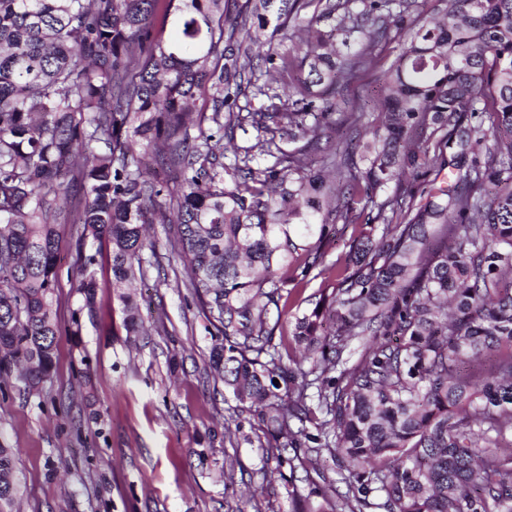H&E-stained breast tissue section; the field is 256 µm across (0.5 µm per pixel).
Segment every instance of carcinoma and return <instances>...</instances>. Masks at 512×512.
<instances>
[{
	"label": "carcinoma",
	"mask_w": 512,
	"mask_h": 512,
	"mask_svg": "<svg viewBox=\"0 0 512 512\" xmlns=\"http://www.w3.org/2000/svg\"><path fill=\"white\" fill-rule=\"evenodd\" d=\"M414 3L0 0V376L52 378L65 227L111 247L125 289L156 254L150 226L175 223L214 329L207 377L257 414L278 465L300 448L340 462L328 512H512V0ZM369 73L376 113L338 99ZM274 85L287 111L238 107ZM246 124L254 144L224 142ZM339 221L353 236L332 289L288 319L289 273L325 274ZM99 254L73 283L89 308ZM16 473L0 446L11 510Z\"/></svg>",
	"instance_id": "obj_1"
}]
</instances>
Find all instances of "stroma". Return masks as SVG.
<instances>
[{
  "label": "stroma",
  "mask_w": 512,
  "mask_h": 512,
  "mask_svg": "<svg viewBox=\"0 0 512 512\" xmlns=\"http://www.w3.org/2000/svg\"><path fill=\"white\" fill-rule=\"evenodd\" d=\"M173 232L151 229L157 256L134 290L139 336L123 327L110 248L92 269L90 310L72 282L79 252L95 247L64 234L53 381L37 394L15 376L0 382V445L18 454L22 512H320L323 493L341 487L328 456L277 466L257 417L208 381L209 323L170 255ZM265 469L275 473L267 489Z\"/></svg>",
  "instance_id": "1"
}]
</instances>
